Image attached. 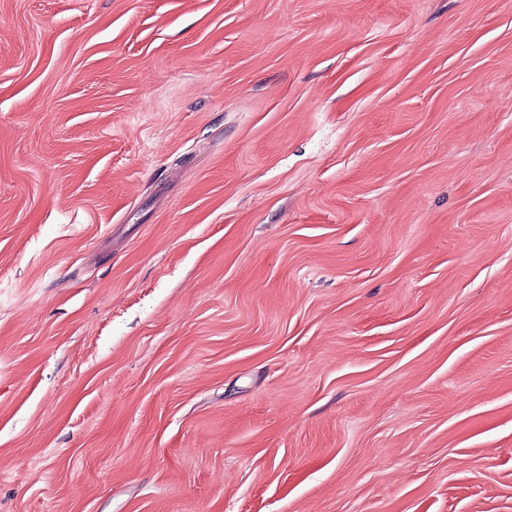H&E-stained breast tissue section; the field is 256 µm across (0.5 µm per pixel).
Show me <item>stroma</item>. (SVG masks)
<instances>
[{
	"label": "stroma",
	"instance_id": "obj_1",
	"mask_svg": "<svg viewBox=\"0 0 512 512\" xmlns=\"http://www.w3.org/2000/svg\"><path fill=\"white\" fill-rule=\"evenodd\" d=\"M0 512H512V0H0Z\"/></svg>",
	"mask_w": 512,
	"mask_h": 512
}]
</instances>
